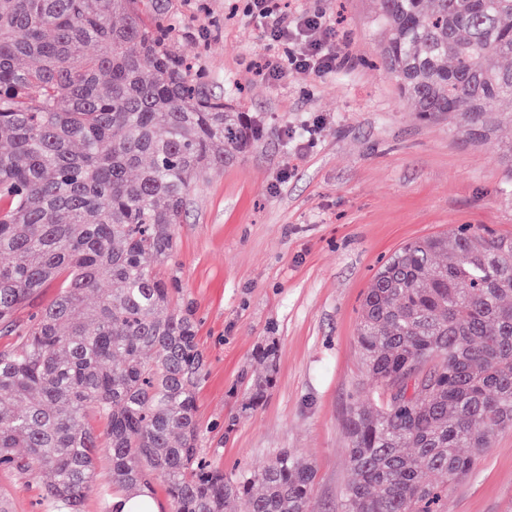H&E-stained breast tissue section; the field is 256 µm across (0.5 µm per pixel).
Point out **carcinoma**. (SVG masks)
Instances as JSON below:
<instances>
[{
  "mask_svg": "<svg viewBox=\"0 0 512 512\" xmlns=\"http://www.w3.org/2000/svg\"><path fill=\"white\" fill-rule=\"evenodd\" d=\"M382 68L421 119L479 139L512 113V0H378ZM141 0H0V468L82 512L99 451L104 512H310L315 467L283 450L248 471L201 454L206 360L161 272L196 182L260 124L208 93ZM450 255L446 262L437 260ZM51 304L18 312L52 281ZM374 385L347 420L352 480L336 512H444L512 430V236L462 226L403 244L367 289L356 336ZM242 376L250 409L274 380ZM107 421L103 433L87 423ZM431 474L441 484L427 480Z\"/></svg>",
  "mask_w": 512,
  "mask_h": 512,
  "instance_id": "cac0c4a2",
  "label": "carcinoma"
}]
</instances>
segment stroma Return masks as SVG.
Segmentation results:
<instances>
[{
  "label": "stroma",
  "mask_w": 512,
  "mask_h": 512,
  "mask_svg": "<svg viewBox=\"0 0 512 512\" xmlns=\"http://www.w3.org/2000/svg\"><path fill=\"white\" fill-rule=\"evenodd\" d=\"M278 3L325 11L346 56L336 72L264 82L257 70L274 49L245 0L152 2L174 27L172 50L262 129L196 184L166 272L195 311L206 356L197 398L207 460L245 471L290 450L317 470L313 512H333L351 477L348 409L370 395L355 343L364 293L407 241L459 224L512 235V125L472 141L448 119H420L380 66L374 0ZM268 343L273 385L243 409L241 374ZM0 498L10 512H45L42 485L3 469ZM447 507L512 512V431L449 487Z\"/></svg>",
  "instance_id": "1"
}]
</instances>
